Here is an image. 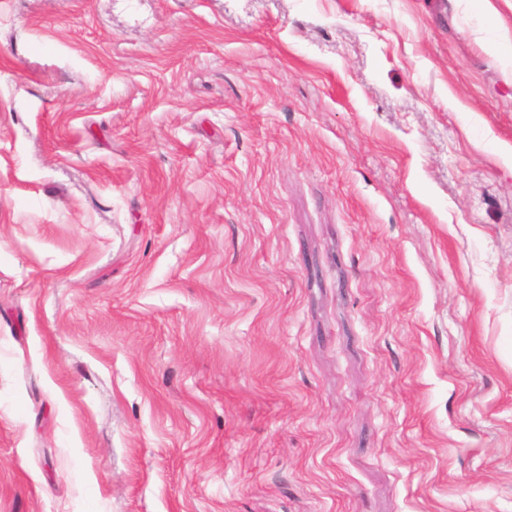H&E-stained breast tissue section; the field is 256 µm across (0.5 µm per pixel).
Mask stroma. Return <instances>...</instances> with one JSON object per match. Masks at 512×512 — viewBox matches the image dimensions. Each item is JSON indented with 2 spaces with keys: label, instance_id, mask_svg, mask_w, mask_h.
I'll return each mask as SVG.
<instances>
[{
  "label": "stroma",
  "instance_id": "35a3bbf8",
  "mask_svg": "<svg viewBox=\"0 0 512 512\" xmlns=\"http://www.w3.org/2000/svg\"><path fill=\"white\" fill-rule=\"evenodd\" d=\"M512 0H0V512H512ZM487 50L490 55L500 61L505 70H512V40L502 38L495 34L487 42Z\"/></svg>",
  "mask_w": 512,
  "mask_h": 512
}]
</instances>
